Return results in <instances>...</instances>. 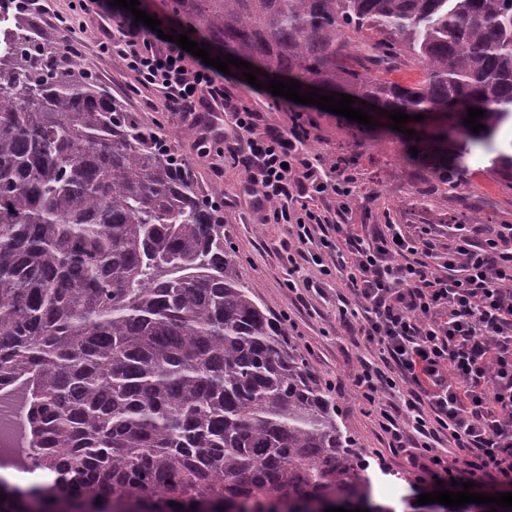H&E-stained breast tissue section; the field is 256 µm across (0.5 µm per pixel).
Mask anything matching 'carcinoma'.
I'll return each mask as SVG.
<instances>
[{"mask_svg": "<svg viewBox=\"0 0 512 512\" xmlns=\"http://www.w3.org/2000/svg\"><path fill=\"white\" fill-rule=\"evenodd\" d=\"M259 70L388 112H443L405 161L448 189L466 156L512 175V0H169ZM0 52V393L47 480L0 512H321L374 501L332 397L224 246V209L83 57L17 22ZM416 70L402 84L393 72ZM485 111L474 134L468 109ZM180 507H175V504Z\"/></svg>", "mask_w": 512, "mask_h": 512, "instance_id": "cac0c4a2", "label": "carcinoma"}]
</instances>
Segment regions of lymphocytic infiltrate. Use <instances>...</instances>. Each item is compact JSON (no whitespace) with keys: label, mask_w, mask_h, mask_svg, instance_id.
I'll use <instances>...</instances> for the list:
<instances>
[{"label":"lymphocytic infiltrate","mask_w":512,"mask_h":512,"mask_svg":"<svg viewBox=\"0 0 512 512\" xmlns=\"http://www.w3.org/2000/svg\"><path fill=\"white\" fill-rule=\"evenodd\" d=\"M76 15L96 14L102 57H118L141 85L161 93L167 111L232 115L224 146L247 181L243 192L267 222L291 225L289 290L314 288L303 264L336 278L338 319L358 324L376 361H361L354 389L378 406L377 422L390 447L419 451L420 473L410 483L420 495L438 483L463 480L512 488V224H453L452 242L435 273V245L399 224H332L315 199L347 205L352 178L329 177L305 149L307 122L261 127L260 112L238 106L224 75L135 23L110 0H73ZM391 395L388 404L379 395Z\"/></svg>","instance_id":"lymphocytic-infiltrate-1"}]
</instances>
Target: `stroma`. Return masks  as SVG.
I'll return each mask as SVG.
<instances>
[{
	"instance_id": "1",
	"label": "stroma",
	"mask_w": 512,
	"mask_h": 512,
	"mask_svg": "<svg viewBox=\"0 0 512 512\" xmlns=\"http://www.w3.org/2000/svg\"><path fill=\"white\" fill-rule=\"evenodd\" d=\"M47 3L48 10L35 15L45 35L60 43L76 39L82 57L113 97L169 140L175 151L191 163L203 190L219 192L224 207V242L232 249L241 276L271 316L284 323L290 346L306 359L319 383L329 384V393L343 412L355 451L370 460L367 474L376 497L388 504L401 501L414 478L411 459L415 451L388 448L373 416L365 412L363 399L351 386L350 375L360 359H375L376 351L365 346L356 330L339 323L336 279L321 278L311 267L307 274L318 281V290L300 295L289 291V227L265 223L263 210L245 202L242 187L246 175L224 157L222 142L206 137V114L184 117L164 111L159 95L140 87L119 59L99 57L97 17H81L73 33L58 21L59 16L68 14L70 0ZM226 87L236 103L262 112L264 124L284 130L294 113H304L313 123L307 148L319 156L324 169H331L337 156H355V182L348 211H339L331 198L318 203L320 209L329 211L334 223L403 224L412 232L426 227L440 253L448 245L449 225L465 222L468 214L480 215L487 224H512V180L487 174L488 158L482 152H474L469 160L467 184L447 193L430 172L402 161L410 147L426 148L427 138L416 140L397 132L374 141L362 134L357 122L315 105L292 101L274 108V95L254 88L243 77H228Z\"/></svg>"
}]
</instances>
